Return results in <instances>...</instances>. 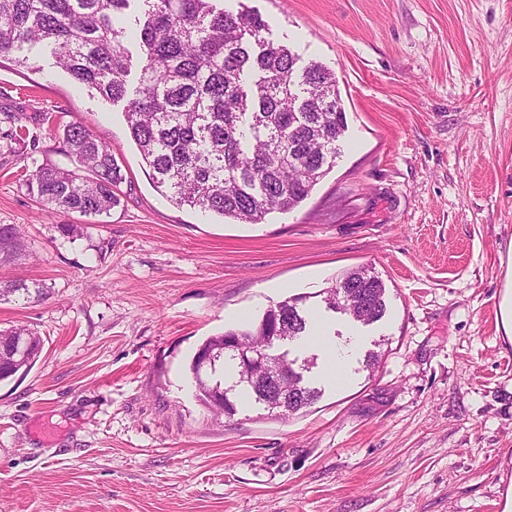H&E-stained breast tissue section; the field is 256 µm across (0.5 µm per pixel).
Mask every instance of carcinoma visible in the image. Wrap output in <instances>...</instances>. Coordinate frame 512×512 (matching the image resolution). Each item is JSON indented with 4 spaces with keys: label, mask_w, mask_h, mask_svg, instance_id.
<instances>
[{
    "label": "carcinoma",
    "mask_w": 512,
    "mask_h": 512,
    "mask_svg": "<svg viewBox=\"0 0 512 512\" xmlns=\"http://www.w3.org/2000/svg\"><path fill=\"white\" fill-rule=\"evenodd\" d=\"M131 0H0V58L35 68L33 50L46 47L57 67L91 95L126 101V120L156 188L177 206L198 208L241 223L257 224L288 212L308 198L335 166L346 128L336 75L320 63L303 70L285 45L266 41L264 20L242 9L217 7L221 0H139L135 19L142 66L135 90L127 87L129 55L121 16ZM65 154L75 167L45 164L30 171L26 190L50 214L109 213L119 202L121 168L112 147L82 123L66 125ZM20 232L0 226V264L21 251ZM367 305L364 324L381 320L387 306L383 281L357 268L325 289L327 307L338 310V290ZM47 291L19 278L0 281V301L42 300ZM296 297L277 303L261 320L229 328L203 342L209 348L235 341L257 348L275 332L289 343L308 335ZM28 331L33 342L25 360L0 366V382L27 371L40 356L41 336L25 326L0 330V341ZM219 371L235 370L225 386L216 371L202 372L192 358L199 396L217 413H237L232 391L277 411L278 397L260 393L224 350ZM294 401L296 415L320 391L305 386Z\"/></svg>",
    "instance_id": "carcinoma-1"
}]
</instances>
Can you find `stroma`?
Returning a JSON list of instances; mask_svg holds the SVG:
<instances>
[{
	"label": "stroma",
	"mask_w": 512,
	"mask_h": 512,
	"mask_svg": "<svg viewBox=\"0 0 512 512\" xmlns=\"http://www.w3.org/2000/svg\"><path fill=\"white\" fill-rule=\"evenodd\" d=\"M241 4L297 68L335 72L347 125L333 170L261 224L172 204L123 103L90 97L49 54L34 70L0 62V225L27 250L0 279L48 291L0 303V329L43 339L0 383V512H503L512 0H224ZM46 112L111 146L124 181L108 215H49L28 194L23 171L70 164ZM16 124L32 141L19 153ZM359 267L386 287L367 326L323 300ZM298 296L351 349L344 383L314 367L321 396L287 421L251 401L230 418L205 407L189 371L203 341ZM498 323L499 329L502 327L504 336L512 342V255L508 259L506 285L499 303Z\"/></svg>",
	"instance_id": "obj_1"
}]
</instances>
